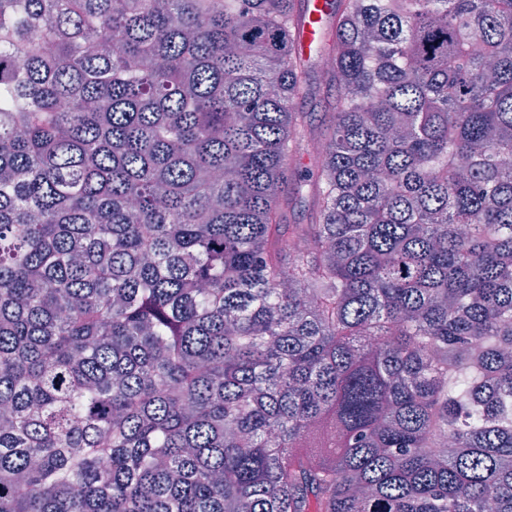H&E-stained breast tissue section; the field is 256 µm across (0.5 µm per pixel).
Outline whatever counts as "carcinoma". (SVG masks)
<instances>
[{"label": "carcinoma", "instance_id": "obj_1", "mask_svg": "<svg viewBox=\"0 0 512 512\" xmlns=\"http://www.w3.org/2000/svg\"><path fill=\"white\" fill-rule=\"evenodd\" d=\"M305 3L0 0V512H512V0Z\"/></svg>", "mask_w": 512, "mask_h": 512}]
</instances>
